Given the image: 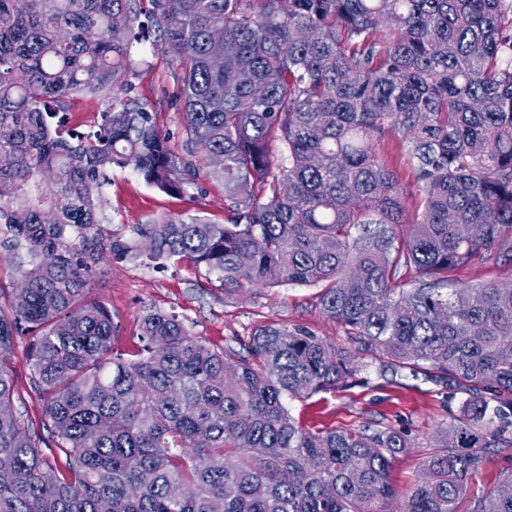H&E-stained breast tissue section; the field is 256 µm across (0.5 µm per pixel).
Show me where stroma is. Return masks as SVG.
Instances as JSON below:
<instances>
[{"label": "stroma", "instance_id": "1", "mask_svg": "<svg viewBox=\"0 0 512 512\" xmlns=\"http://www.w3.org/2000/svg\"><path fill=\"white\" fill-rule=\"evenodd\" d=\"M133 61L135 95L151 105L160 126L172 134L180 163L193 161L180 124L179 72L159 49L135 52ZM378 152L397 177L407 201L415 202L419 189L401 136L383 139ZM109 177L103 188L105 213L113 227L128 235L137 225L169 217L200 214L222 224L229 216L224 182L217 178L187 185L184 194L171 196L148 186L130 166L113 168ZM203 278V272L186 262L160 270L143 258L104 261L93 275L90 296L104 302L120 323L117 345L124 350H134L140 319L156 309L186 316L197 335L217 346L249 335L268 321L306 327L339 346L346 343L344 327L322 315L317 288L284 284L261 290L257 299L228 303L218 290L201 291L198 284ZM493 282L512 283V254L477 258L450 274L454 288ZM12 362L18 392L15 409L23 417L40 420L42 405L31 380L28 342L15 347ZM360 377V384L292 401L288 407L304 425L317 430L390 426L405 431L412 446L394 463L390 479L401 491H409L423 461L437 445L439 430L448 426L449 409L459 408L460 403L449 400L444 385L421 373L382 376L370 367L361 371Z\"/></svg>", "mask_w": 512, "mask_h": 512}]
</instances>
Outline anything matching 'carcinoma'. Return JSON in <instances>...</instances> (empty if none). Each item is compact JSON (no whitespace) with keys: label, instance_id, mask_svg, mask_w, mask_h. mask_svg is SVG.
<instances>
[{"label":"carcinoma","instance_id":"carcinoma-1","mask_svg":"<svg viewBox=\"0 0 512 512\" xmlns=\"http://www.w3.org/2000/svg\"><path fill=\"white\" fill-rule=\"evenodd\" d=\"M140 2L0 0V512H462L490 455L512 459V284L444 289L512 252V0ZM145 43L181 73V124L224 181L225 224L168 218L125 239L102 222L114 166L167 194L188 184L130 95ZM107 86L95 130L69 127L64 99ZM396 133L421 188L410 211L376 152ZM144 254L204 268L198 288L215 279L226 301L318 287L351 348L277 322L217 347L156 310L129 354L88 288L104 259ZM28 336L60 467L14 410ZM360 353L464 395L406 494L389 478L404 432L313 430L284 404L352 384ZM509 485L512 468L467 512H512Z\"/></svg>","mask_w":512,"mask_h":512}]
</instances>
